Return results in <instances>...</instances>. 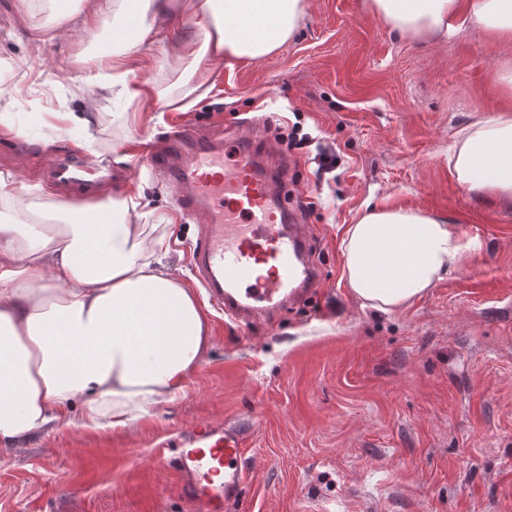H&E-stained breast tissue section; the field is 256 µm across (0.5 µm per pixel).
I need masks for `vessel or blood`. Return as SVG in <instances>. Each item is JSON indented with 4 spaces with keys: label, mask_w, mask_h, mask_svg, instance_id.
Instances as JSON below:
<instances>
[{
    "label": "vessel or blood",
    "mask_w": 512,
    "mask_h": 512,
    "mask_svg": "<svg viewBox=\"0 0 512 512\" xmlns=\"http://www.w3.org/2000/svg\"><path fill=\"white\" fill-rule=\"evenodd\" d=\"M288 152L255 131L202 138L188 128L167 137L154 169L176 192L178 206L204 230L190 264L231 322L244 326L314 296L320 281L312 243L288 201ZM56 179L78 191L108 182L63 159ZM173 463L195 512H224L246 480L245 441L234 426L202 423L182 438Z\"/></svg>",
    "instance_id": "obj_1"
}]
</instances>
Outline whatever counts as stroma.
Listing matches in <instances>:
<instances>
[{
	"mask_svg": "<svg viewBox=\"0 0 512 512\" xmlns=\"http://www.w3.org/2000/svg\"><path fill=\"white\" fill-rule=\"evenodd\" d=\"M79 0H0V133L11 174L0 216L60 201L51 158L77 151L60 116L90 120L114 193L139 196L132 223L172 229L168 266L205 316L208 348L187 395L121 430L61 427L0 453V512H193L162 449L193 422L234 424L247 479L228 512H512V198L470 192L448 162L458 131L512 112V39L463 25L447 41L406 38L365 0H307L294 37L253 62L228 60L197 97L190 64L147 44L132 82L150 101L89 98L87 77L116 44L110 21L76 29ZM60 31L35 48L33 25ZM67 64L68 79L58 67ZM257 120L294 140L288 187L314 237L320 290L247 327L225 323L189 271L198 227L150 172L171 127ZM335 160L325 167L324 157ZM448 220L469 248L422 298L385 314L341 277V242L366 204Z\"/></svg>",
	"mask_w": 512,
	"mask_h": 512,
	"instance_id": "obj_1",
	"label": "stroma"
}]
</instances>
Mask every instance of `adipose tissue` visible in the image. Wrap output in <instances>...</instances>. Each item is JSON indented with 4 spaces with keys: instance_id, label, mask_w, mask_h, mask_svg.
<instances>
[{
    "instance_id": "ef3b65f1",
    "label": "adipose tissue",
    "mask_w": 512,
    "mask_h": 512,
    "mask_svg": "<svg viewBox=\"0 0 512 512\" xmlns=\"http://www.w3.org/2000/svg\"><path fill=\"white\" fill-rule=\"evenodd\" d=\"M78 24L108 20L125 48L96 63L92 94L147 101L125 63L145 43L170 46L206 82L225 59L254 61L285 45L306 0H203L197 35H174L170 0H83ZM400 34L447 40L458 19L512 35V0H368ZM460 185L512 197V119L458 131L448 158ZM134 199L61 201L64 218L32 235L0 224V448L22 447L61 424L121 429L184 396L206 350V321L192 289L164 264L169 236L148 240L130 223ZM465 247L445 219L370 207L348 225L342 276L362 306L383 313L423 297L458 265Z\"/></svg>"
}]
</instances>
